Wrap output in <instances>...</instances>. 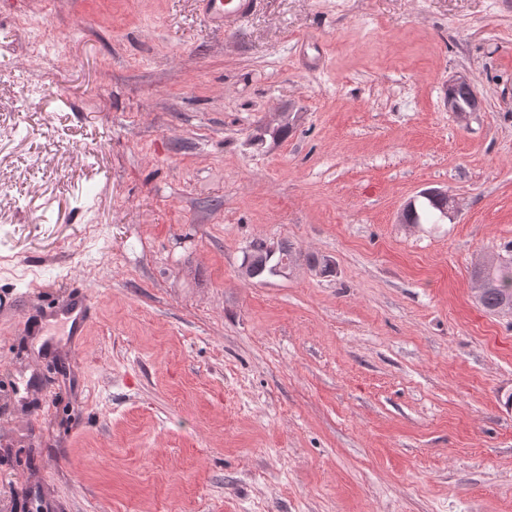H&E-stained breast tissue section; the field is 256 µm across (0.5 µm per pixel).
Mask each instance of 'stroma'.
I'll use <instances>...</instances> for the list:
<instances>
[{"mask_svg":"<svg viewBox=\"0 0 512 512\" xmlns=\"http://www.w3.org/2000/svg\"><path fill=\"white\" fill-rule=\"evenodd\" d=\"M510 241L512 0H0V512H512ZM207 17L214 23L232 29L251 16L262 0H202ZM450 93L444 92L445 106L448 112H453L458 117H465L468 112H476L480 107V101L475 91L474 84L466 76H459L448 84ZM467 103L461 101V98ZM424 195H440L443 196L446 200V209L445 212L444 202L441 199L433 196H420L426 200L427 204L418 209L415 204V200L413 205L409 208L406 213V219L410 222L409 224H422V221H433V224L438 223V220L444 218L446 216L450 221L454 220L458 213V206L455 198L448 194L446 191L442 190H429L423 193ZM445 215V216H444ZM264 248L265 245L263 242H256L250 247L249 252L244 256V262L247 259H251L256 273L255 278H263L266 275L274 276L275 274L272 272V267L281 259L297 261L300 257H303L307 265L313 267H321L326 260L325 257H321L316 254H297L296 252H293L292 247L286 243L277 244L275 254L271 258L268 257L269 252ZM273 257L276 261L274 264L270 265ZM506 255L503 258H483L476 263L479 266L493 267L499 261V265L490 270H483L474 263L471 268V276H483L488 282L489 287L486 289L485 294L479 298L485 288V283L479 278H473L475 290L479 298V303L490 314H501L503 312L507 315H512V305L503 307V302L507 300L512 302V242L505 246Z\"/></svg>","mask_w":512,"mask_h":512,"instance_id":"stroma-1","label":"stroma"}]
</instances>
